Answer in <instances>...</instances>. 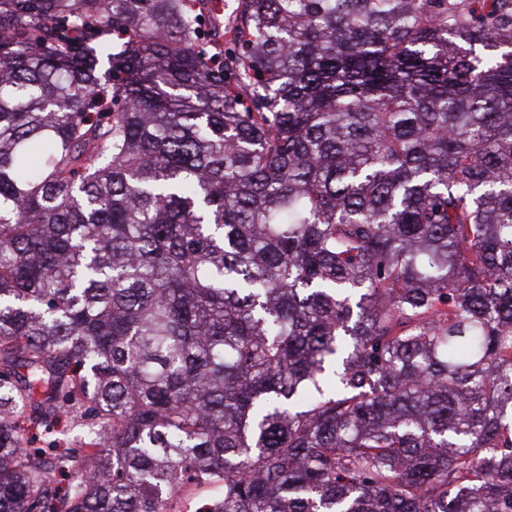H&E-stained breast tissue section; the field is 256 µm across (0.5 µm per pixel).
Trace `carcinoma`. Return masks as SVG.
Segmentation results:
<instances>
[{"instance_id":"carcinoma-1","label":"carcinoma","mask_w":512,"mask_h":512,"mask_svg":"<svg viewBox=\"0 0 512 512\" xmlns=\"http://www.w3.org/2000/svg\"><path fill=\"white\" fill-rule=\"evenodd\" d=\"M210 2L0 0V512H512V18Z\"/></svg>"}]
</instances>
